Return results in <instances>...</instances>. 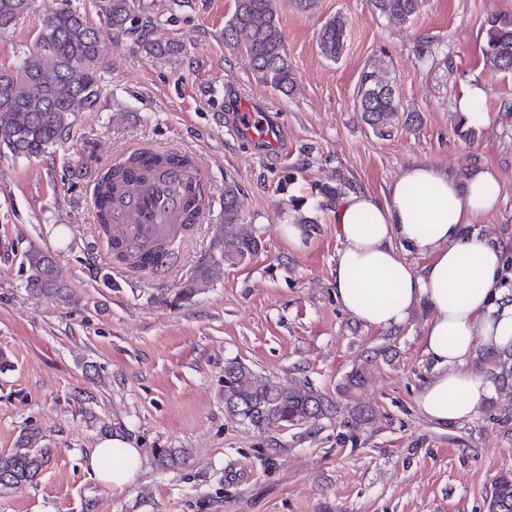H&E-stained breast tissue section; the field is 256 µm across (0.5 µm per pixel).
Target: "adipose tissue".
Returning <instances> with one entry per match:
<instances>
[{"label":"adipose tissue","mask_w":512,"mask_h":512,"mask_svg":"<svg viewBox=\"0 0 512 512\" xmlns=\"http://www.w3.org/2000/svg\"><path fill=\"white\" fill-rule=\"evenodd\" d=\"M502 186L481 165L465 180L431 163L406 166L385 194L353 191L336 203L340 247L332 272L336 299L360 323L396 330L420 304L431 309L423 337L434 372L417 396L420 412L447 425L471 417L489 385L471 365L478 345L512 344V302L501 286L498 240L463 237L465 225L499 202ZM122 451L108 464V449ZM144 466L121 436L101 440L90 467L120 491Z\"/></svg>","instance_id":"1"}]
</instances>
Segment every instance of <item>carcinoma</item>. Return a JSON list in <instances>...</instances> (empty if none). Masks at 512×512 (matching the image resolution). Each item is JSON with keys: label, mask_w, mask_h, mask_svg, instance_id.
Segmentation results:
<instances>
[{"label": "carcinoma", "mask_w": 512, "mask_h": 512, "mask_svg": "<svg viewBox=\"0 0 512 512\" xmlns=\"http://www.w3.org/2000/svg\"><path fill=\"white\" fill-rule=\"evenodd\" d=\"M279 0H235L224 23V46L246 57L263 84L290 92L295 85L279 21ZM421 0H372L377 13L399 22L409 21ZM134 0H100L99 9L115 31L128 30ZM31 0H0V31L14 27L28 13ZM346 20H328L318 35V48L329 59L343 50ZM487 42L483 54L497 71L512 72V15L494 13L486 20ZM106 43L77 8H62L42 20L35 47L13 69H0V149L13 156L38 157L59 143L81 111L94 109L100 94L98 73ZM399 89L384 62L361 73L355 106L363 121L378 136L394 133L399 109ZM239 189L224 183V224L216 236L217 254L210 257L195 278L179 289L176 298L190 297L197 287L223 275L224 266L239 265L257 254L260 239L241 227ZM28 290L51 299L70 301L69 288L58 277L53 253L31 247L24 256ZM477 363L505 403L499 406L503 421H512V347H483ZM224 411L233 419L263 431L275 425H314L331 416L333 402L309 382L284 386L236 359L224 366ZM39 430L29 428L15 448L0 453V492L37 481L52 453L40 446ZM186 448H156L154 458L162 470L184 466ZM487 512H512V471L500 475L486 498Z\"/></svg>", "instance_id": "cac0c4a2"}]
</instances>
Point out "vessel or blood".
I'll list each match as a JSON object with an SVG mask.
<instances>
[{
	"instance_id": "vessel-or-blood-1",
	"label": "vessel or blood",
	"mask_w": 512,
	"mask_h": 512,
	"mask_svg": "<svg viewBox=\"0 0 512 512\" xmlns=\"http://www.w3.org/2000/svg\"><path fill=\"white\" fill-rule=\"evenodd\" d=\"M105 169L89 184L101 259L118 260L130 277L169 280L214 196L196 152L128 147Z\"/></svg>"
}]
</instances>
